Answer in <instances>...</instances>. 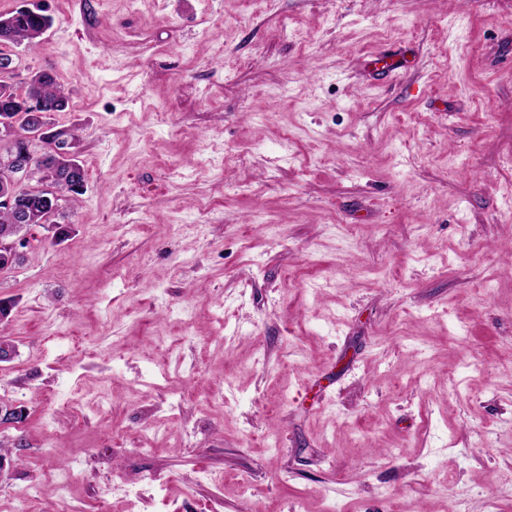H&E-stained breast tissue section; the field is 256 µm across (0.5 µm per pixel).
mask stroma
Returning a JSON list of instances; mask_svg holds the SVG:
<instances>
[{"label": "stroma", "instance_id": "obj_1", "mask_svg": "<svg viewBox=\"0 0 512 512\" xmlns=\"http://www.w3.org/2000/svg\"><path fill=\"white\" fill-rule=\"evenodd\" d=\"M38 2L0 512H512V0ZM16 68V60L10 54L0 55V72L3 74L10 73ZM0 73V102L5 101L10 104L12 108L11 116L15 119L16 125L19 130L25 129L26 114L28 113V132L25 134V139L28 146L23 150H11L8 153L5 164L12 171L11 178L13 182L18 186L15 179L23 180L29 175V184L31 181H35L36 184L31 186L39 188L40 199L42 204L46 207V213L49 217V222L54 213L55 206L52 204L58 197V189L53 183H56L61 187L60 179H62L68 172V170L74 166L79 165L83 168L84 175L86 178V171L84 165L79 157V152L76 150L78 138L74 131H69L68 136L73 142L71 147L72 152L59 154L55 158H52L48 164L43 167L34 165L38 161H44L50 156H55L66 150L67 142L65 138L59 136V131L52 130L50 126L43 124V111L45 110L44 120L48 125H53L52 115L55 112H62L68 106V96L65 90L59 86L56 78L49 70L31 71L28 70L23 78H21V84H24L25 92L24 95L18 94L15 89L14 79L21 76L14 75H2ZM37 97V98H33ZM32 98V99H31ZM39 98V99H38ZM31 99V100H29ZM46 104V108L43 102ZM29 100V101H28ZM28 102V103H27ZM27 104L28 112H23L24 106ZM13 118H1L0 119V136L1 138H10L13 132ZM39 144L41 151L36 153L33 151L32 146ZM32 170V171H31ZM31 171V172H30ZM30 172V174H29ZM70 182L73 187H80L84 183L82 173L77 170H73L69 173ZM46 182H52L45 184ZM12 190L7 194H2ZM23 191H27L25 188H20ZM19 189V190H20ZM62 190L70 193L73 201H79V197L85 192V188L80 190L76 189H64ZM23 194L15 191L13 184L6 181H0V235L5 233H19L25 226L28 227L32 224H44L48 230L53 231L56 228L55 224H45V211H43V205L36 200L31 198V203L26 205L27 211L24 205ZM59 198L56 200L58 206L59 216ZM10 210V211H9ZM56 211V212H57ZM17 220L22 223L25 218L24 224H17Z\"/></svg>", "mask_w": 512, "mask_h": 512}]
</instances>
